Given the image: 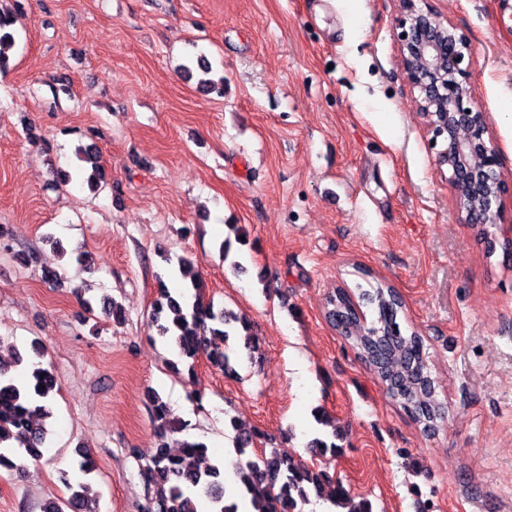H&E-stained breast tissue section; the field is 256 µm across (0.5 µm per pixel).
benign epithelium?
<instances>
[{
	"label": "benign epithelium",
	"instance_id": "benign-epithelium-1",
	"mask_svg": "<svg viewBox=\"0 0 512 512\" xmlns=\"http://www.w3.org/2000/svg\"><path fill=\"white\" fill-rule=\"evenodd\" d=\"M401 61L426 126L448 140L438 163L448 166L459 208L468 224H494L493 205L512 193L501 175L498 148L484 138V113L472 105L465 56L471 44L464 32L434 19L417 0H399Z\"/></svg>",
	"mask_w": 512,
	"mask_h": 512
}]
</instances>
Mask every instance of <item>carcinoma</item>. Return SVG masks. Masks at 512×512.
<instances>
[{
	"label": "carcinoma",
	"mask_w": 512,
	"mask_h": 512,
	"mask_svg": "<svg viewBox=\"0 0 512 512\" xmlns=\"http://www.w3.org/2000/svg\"><path fill=\"white\" fill-rule=\"evenodd\" d=\"M14 24V14L0 0V72L9 65L5 50L15 44ZM76 155L79 161L91 165L87 183L98 186L104 179L98 152L87 146L78 149ZM179 273L188 281L180 292L159 281L151 313L156 336L175 347L181 359L195 361L203 355L222 373L236 374L232 350L224 349V344L241 340L249 352H255L257 344L248 334V325L237 326L240 319L232 310L205 299V284L190 261L180 260ZM360 297L373 306L374 319L369 321L363 312L356 311L352 294L341 287L330 296L327 319L385 385L389 397L425 434H435L447 420L448 410L439 399L423 336L401 326L404 301L395 288L380 282L360 289ZM205 325L210 327V335L201 336L198 329ZM44 357L42 346L35 342L31 352L17 354L14 369L0 363V470L20 473L21 456L37 459L46 451L50 434L47 420L52 417L58 381L44 366ZM147 400L158 444L140 464L144 486L140 512H197L201 500L209 503L210 512H239L236 501L224 498V461L201 466L208 446L196 440L180 441L179 452L172 453L168 436L183 431L184 426L171 418L167 403L157 391L148 390ZM224 416V423L234 432V452L239 456L255 454V459L247 460L237 470L242 499L252 512H296L298 503L311 494L335 507L352 500L342 482L332 480L315 465L298 461L274 446L268 452L257 451V446L272 443L271 435L243 425L227 411ZM61 480L71 495L44 503L42 512H66L69 508L98 512L88 484L72 486L65 472Z\"/></svg>",
	"instance_id": "1"
}]
</instances>
